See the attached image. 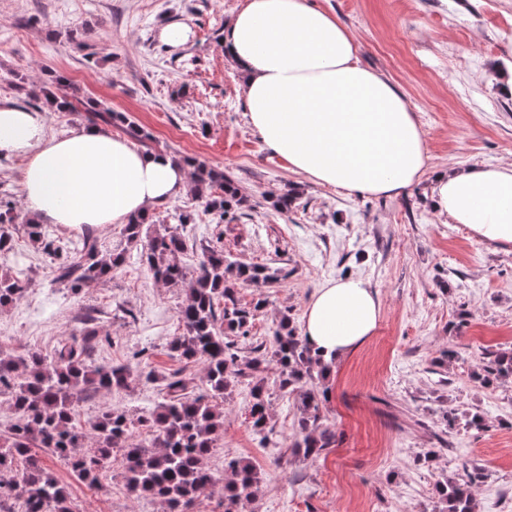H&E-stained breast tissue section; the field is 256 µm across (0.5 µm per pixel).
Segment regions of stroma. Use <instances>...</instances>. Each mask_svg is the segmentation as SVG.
<instances>
[{
  "mask_svg": "<svg viewBox=\"0 0 512 512\" xmlns=\"http://www.w3.org/2000/svg\"><path fill=\"white\" fill-rule=\"evenodd\" d=\"M310 2L334 14L353 35L360 63L413 105L429 160L404 193L368 196L314 183L264 145L245 116L241 74L224 59V23L243 0H0V102L43 108L28 101V91L61 75L143 128V139L125 125L111 128L134 148L190 156L230 175L249 209L222 220L188 192L154 216L167 225L173 212L193 214L183 230L191 245L180 256L186 267L210 246L277 270L270 286L238 289L243 304L266 303L251 335H271L284 311L301 323L312 293L339 278H362L379 294L374 333L324 381L335 447L313 460L294 454L300 414L294 397L276 387L278 367L267 363L264 386L280 444L258 446L248 419L253 382L238 379L208 459L218 482L201 493L195 512H224L228 455L251 459L261 472L259 494L241 512H434V483L464 461L483 473L474 489L478 512H512V378L485 386L475 379L484 352L512 347V245L482 240L430 201L438 172L512 163V96L502 92L512 74V0ZM172 23L188 27L187 41L163 39ZM289 191L294 206L277 211L274 196ZM12 235L0 272L26 289L0 309V350L49 354L91 325L112 338L95 351V364L179 370L195 393L205 392L203 364L169 351L185 285L154 280L131 246L110 280L73 293L56 283L58 258L29 240L24 222ZM444 350L452 356L437 364ZM159 400L156 386L135 381L83 401L77 419L87 428L109 409L136 418ZM447 411L456 417L450 427ZM475 411L485 418L479 432L467 424ZM426 448L435 451L432 461L419 458ZM42 461L80 512H161L157 500L127 493L120 459L96 487L51 455Z\"/></svg>",
  "mask_w": 512,
  "mask_h": 512,
  "instance_id": "stroma-1",
  "label": "stroma"
}]
</instances>
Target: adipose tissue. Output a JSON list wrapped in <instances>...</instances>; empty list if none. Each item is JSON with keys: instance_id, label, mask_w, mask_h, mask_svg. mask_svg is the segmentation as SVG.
Segmentation results:
<instances>
[{"instance_id": "adipose-tissue-1", "label": "adipose tissue", "mask_w": 512, "mask_h": 512, "mask_svg": "<svg viewBox=\"0 0 512 512\" xmlns=\"http://www.w3.org/2000/svg\"><path fill=\"white\" fill-rule=\"evenodd\" d=\"M224 53L243 77L246 116L291 170L360 195L405 192L428 150L406 97L364 67L351 32L308 0H245L224 26ZM0 156L21 159L31 217L76 229L124 224L185 193V166L143 152L99 127L47 137L42 111L0 103ZM431 200L458 224L512 244V164L438 174ZM380 301L362 279L320 288L303 315L304 335L325 358L354 352L376 328Z\"/></svg>"}]
</instances>
